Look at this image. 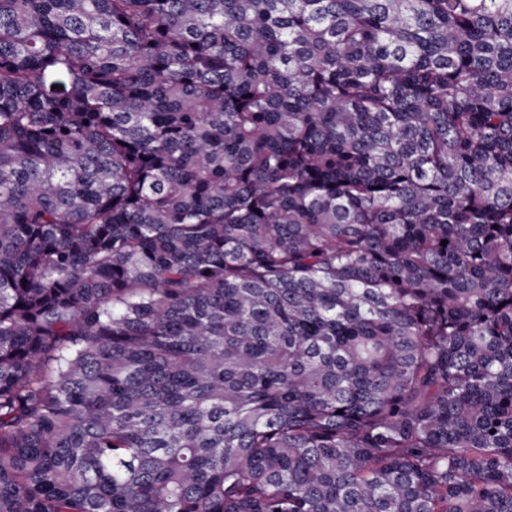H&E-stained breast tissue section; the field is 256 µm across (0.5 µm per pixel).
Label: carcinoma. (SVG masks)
<instances>
[{"mask_svg": "<svg viewBox=\"0 0 512 512\" xmlns=\"http://www.w3.org/2000/svg\"><path fill=\"white\" fill-rule=\"evenodd\" d=\"M0 512H512V0H0Z\"/></svg>", "mask_w": 512, "mask_h": 512, "instance_id": "obj_1", "label": "carcinoma"}]
</instances>
